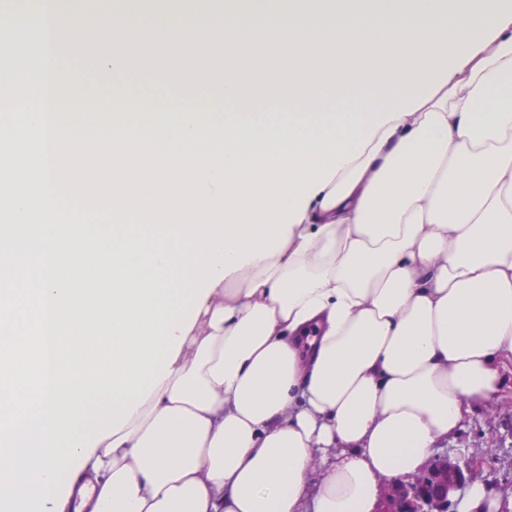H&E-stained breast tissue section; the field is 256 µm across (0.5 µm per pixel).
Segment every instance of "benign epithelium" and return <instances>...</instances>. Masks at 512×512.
<instances>
[{
    "label": "benign epithelium",
    "instance_id": "benign-epithelium-1",
    "mask_svg": "<svg viewBox=\"0 0 512 512\" xmlns=\"http://www.w3.org/2000/svg\"><path fill=\"white\" fill-rule=\"evenodd\" d=\"M481 470L474 458L438 454L417 474L388 483L376 512H452L457 492L474 483Z\"/></svg>",
    "mask_w": 512,
    "mask_h": 512
}]
</instances>
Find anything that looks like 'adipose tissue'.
Masks as SVG:
<instances>
[{
	"instance_id": "adipose-tissue-1",
	"label": "adipose tissue",
	"mask_w": 512,
	"mask_h": 512,
	"mask_svg": "<svg viewBox=\"0 0 512 512\" xmlns=\"http://www.w3.org/2000/svg\"><path fill=\"white\" fill-rule=\"evenodd\" d=\"M86 191L0 512H374L512 372V0H277ZM362 89L324 119L325 89ZM139 254L155 277L129 263Z\"/></svg>"
}]
</instances>
